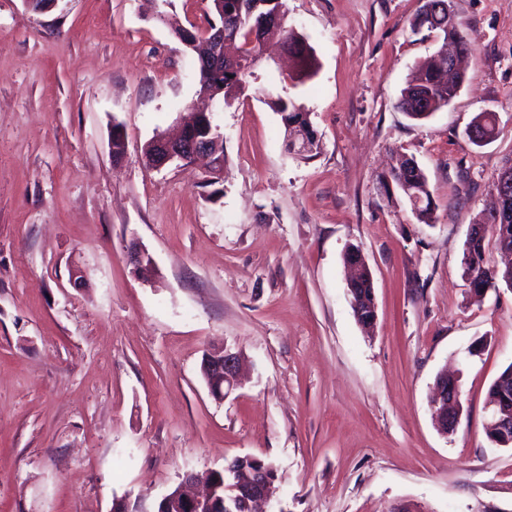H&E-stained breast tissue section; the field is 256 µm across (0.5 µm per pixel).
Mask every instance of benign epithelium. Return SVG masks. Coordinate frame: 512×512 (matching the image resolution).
<instances>
[{
  "label": "benign epithelium",
  "mask_w": 512,
  "mask_h": 512,
  "mask_svg": "<svg viewBox=\"0 0 512 512\" xmlns=\"http://www.w3.org/2000/svg\"><path fill=\"white\" fill-rule=\"evenodd\" d=\"M268 7L267 23L275 26L285 18L282 0H265ZM219 18L213 21V28L201 31L197 28L183 29L181 42L189 49L200 48L199 57L214 63L207 79L199 83V92L209 100H214L224 91V69L220 62L224 59V0L215 2ZM213 141L210 116L205 112L194 114L174 138L157 135L148 141L151 148L150 168L159 169L171 162L180 161L192 164L199 158L211 160L210 167L222 168V161H212L211 144ZM399 173L395 167L384 174V182L389 189H398L413 209H418L421 197L412 191L411 185L399 181L393 182V176ZM496 199L495 207L486 213L488 222L498 224L512 217V163L502 169L493 187ZM202 372L210 395L222 401L226 395L239 385V354L224 346L208 350L202 361ZM432 407L434 416L446 424L447 430L454 431L460 417L459 396L445 400L438 395ZM249 460L253 467L239 469L238 464ZM238 457L221 470H209L203 474L187 473L160 500L158 512H236L234 507L242 506L244 512H258L257 506L269 503L277 493L276 471L272 464L255 457Z\"/></svg>",
  "instance_id": "1"
}]
</instances>
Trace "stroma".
Returning a JSON list of instances; mask_svg holds the SVG:
<instances>
[{
	"instance_id": "1",
	"label": "stroma",
	"mask_w": 512,
	"mask_h": 512,
	"mask_svg": "<svg viewBox=\"0 0 512 512\" xmlns=\"http://www.w3.org/2000/svg\"><path fill=\"white\" fill-rule=\"evenodd\" d=\"M421 5L285 0L316 67L290 81L267 46L213 115L214 177L142 156L199 102L196 54L154 14L201 26L207 0H0V512H112L121 497L154 512L182 474L238 456L275 466L273 512H512V447L486 435L512 289L471 296L463 271L512 161V0H451L475 50L457 95L418 122L397 104L442 44L411 31ZM269 91L307 112L312 157L289 152ZM489 111L498 135L474 146L465 129ZM403 157L434 223L379 186ZM351 247L373 278L369 331L347 295ZM221 345L245 380L219 402L201 365ZM446 371L462 412L445 436L430 400Z\"/></svg>"
}]
</instances>
